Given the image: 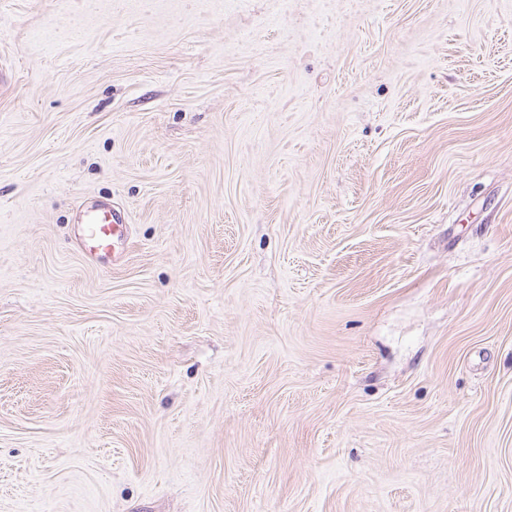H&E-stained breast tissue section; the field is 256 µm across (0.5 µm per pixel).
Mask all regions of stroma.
<instances>
[{"label":"stroma","instance_id":"35a3bbf8","mask_svg":"<svg viewBox=\"0 0 512 512\" xmlns=\"http://www.w3.org/2000/svg\"><path fill=\"white\" fill-rule=\"evenodd\" d=\"M0 512H512V0H0ZM127 218L111 207L92 204L77 214V237L81 244L96 254H114L117 243L127 231Z\"/></svg>","mask_w":512,"mask_h":512}]
</instances>
